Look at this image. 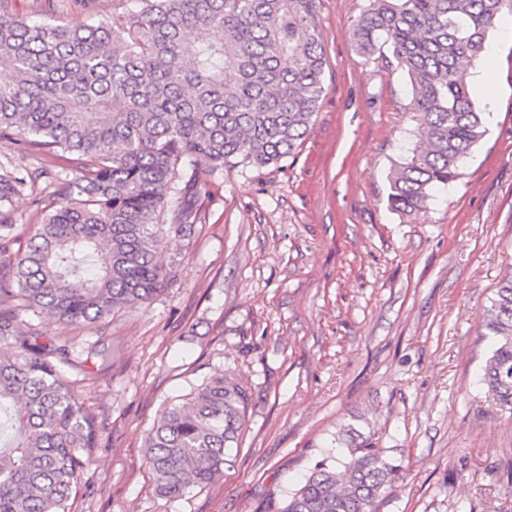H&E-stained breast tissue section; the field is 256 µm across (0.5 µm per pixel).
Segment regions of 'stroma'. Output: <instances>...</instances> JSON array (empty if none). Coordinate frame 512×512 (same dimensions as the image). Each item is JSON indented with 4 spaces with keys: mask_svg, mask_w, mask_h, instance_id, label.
Masks as SVG:
<instances>
[{
    "mask_svg": "<svg viewBox=\"0 0 512 512\" xmlns=\"http://www.w3.org/2000/svg\"><path fill=\"white\" fill-rule=\"evenodd\" d=\"M117 5L61 0L51 20L95 24ZM367 5L319 0L327 65L313 127L278 163L209 179L204 223L158 250L172 273L150 304L68 328L25 313L66 340L100 421L72 512H266L345 430L379 435L402 466L382 512H512V412L478 383L492 350L482 315L512 272V31L496 25L472 81L485 137L454 183L402 217L388 173L415 122L402 73L354 48ZM0 167L41 173L9 206L21 249L73 167L7 142ZM215 372L251 394L238 448L219 480L159 496L146 434Z\"/></svg>",
    "mask_w": 512,
    "mask_h": 512,
    "instance_id": "obj_1",
    "label": "stroma"
}]
</instances>
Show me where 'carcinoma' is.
<instances>
[{
    "label": "carcinoma",
    "instance_id": "carcinoma-1",
    "mask_svg": "<svg viewBox=\"0 0 512 512\" xmlns=\"http://www.w3.org/2000/svg\"><path fill=\"white\" fill-rule=\"evenodd\" d=\"M318 0H133L97 25L33 22L0 0V141L76 169L48 197L26 250L0 224V512H71L100 429L61 368L65 344L22 328L28 311L64 326L97 323L163 291V237L205 222L202 189L235 159L267 166L301 146L324 94ZM512 0H369L353 32L368 59L391 54L410 86L414 142L388 176V207L426 208L485 135L470 69ZM193 35L191 55L183 52ZM34 178L0 175V203ZM482 326L493 349L480 377L512 410V273ZM250 403L210 375L163 410L145 439L167 498L224 475ZM348 453L315 464L274 512H381L400 466L373 439L339 437Z\"/></svg>",
    "mask_w": 512,
    "mask_h": 512
}]
</instances>
